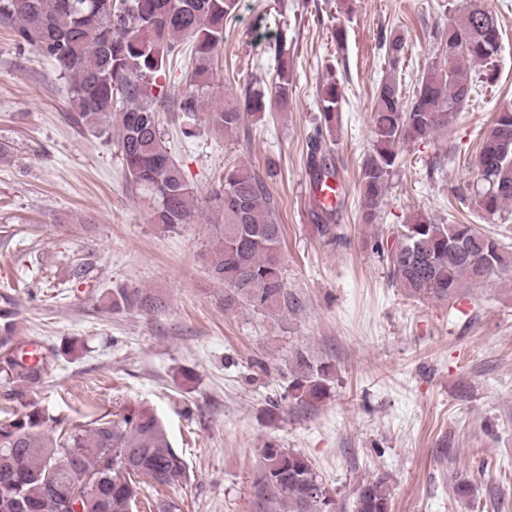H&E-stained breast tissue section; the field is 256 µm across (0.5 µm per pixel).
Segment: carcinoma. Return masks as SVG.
<instances>
[{"label": "carcinoma", "instance_id": "cac0c4a2", "mask_svg": "<svg viewBox=\"0 0 512 512\" xmlns=\"http://www.w3.org/2000/svg\"><path fill=\"white\" fill-rule=\"evenodd\" d=\"M238 0H0V25L55 66L68 87L73 124L107 142L119 129L117 148L126 180L144 203L147 220L163 232L195 222V192L164 144L158 113L172 108L163 79L174 57L193 43L185 97L177 111L187 125L197 124L199 98L214 81L215 62L224 50V25ZM444 59L426 71L413 89L402 93L396 72L404 39L381 37L389 65L373 98L372 144L361 165V221L379 218L398 145L446 133L479 83L493 84V67L502 42L498 17L481 0H464L448 28L438 34ZM484 72L470 77L469 68ZM292 74L287 63L276 71L274 92L247 89L224 98L203 113L219 133L234 132L244 115L288 104ZM319 121L308 138L312 188L337 177L326 146L341 111V94L327 84L319 98ZM477 188L464 196L483 216L512 221V101L498 109L477 145ZM210 202L224 223L214 225L205 259L211 275L224 285L218 304L226 312L249 307L279 319L300 307L284 276L282 240L275 203L255 168L224 169ZM339 207L313 197L312 230L327 244L341 239ZM387 261L396 286L413 299L434 297L456 302L465 288L498 280L512 284V250L472 224H442L418 212L393 231L392 243L374 244ZM114 313L137 311L151 317L166 301L145 288L117 287L105 295ZM0 308V399L23 404L26 411L0 419V512H132L142 493L141 479L155 489L187 478L188 465L173 448L153 409L138 406L89 422L66 423L37 407L35 398L47 377L48 359L74 352L71 343L47 348L40 356L26 351L17 335L10 296ZM288 392L313 405L328 394L334 366L305 350L292 352ZM256 480L267 512H336V498L305 456L272 445L263 449ZM389 477L361 483L355 512H389Z\"/></svg>", "mask_w": 512, "mask_h": 512}]
</instances>
